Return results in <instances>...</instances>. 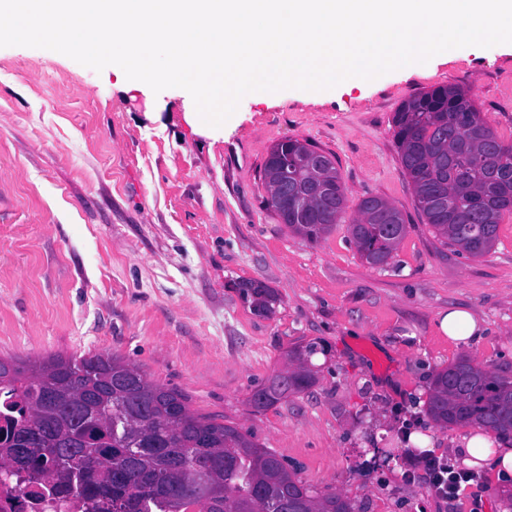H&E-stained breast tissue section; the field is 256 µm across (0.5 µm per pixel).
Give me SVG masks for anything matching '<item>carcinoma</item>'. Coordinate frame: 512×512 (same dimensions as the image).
I'll list each match as a JSON object with an SVG mask.
<instances>
[{
  "label": "carcinoma",
  "instance_id": "1",
  "mask_svg": "<svg viewBox=\"0 0 512 512\" xmlns=\"http://www.w3.org/2000/svg\"><path fill=\"white\" fill-rule=\"evenodd\" d=\"M393 139L417 205L434 232L460 253L477 258L498 239L503 214L512 213V143L481 118L468 92L457 84L437 86L403 102L392 118ZM314 153L288 140L273 155L288 161L265 164L262 179L290 232L310 244L329 234L345 212L347 197L332 159L308 169ZM295 170L297 193L313 208L301 211L276 197L274 185ZM336 182L324 196L320 183ZM360 259L388 263L407 233L403 213L378 197H366L348 225ZM237 288L254 311L266 314L275 291L257 281ZM313 342L290 346L293 367L253 390L249 405L267 410L317 383ZM54 398L33 406L37 393ZM425 413L443 428L475 425L512 436V378L459 357L432 377ZM24 474L56 493L77 488L89 512H280L291 495L304 512H356L347 498L318 494L280 457L233 424L198 414L182 393L159 386L138 367L110 353L79 358L52 354L38 360L0 358V468Z\"/></svg>",
  "mask_w": 512,
  "mask_h": 512
}]
</instances>
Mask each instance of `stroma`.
<instances>
[{
  "label": "stroma",
  "mask_w": 512,
  "mask_h": 512,
  "mask_svg": "<svg viewBox=\"0 0 512 512\" xmlns=\"http://www.w3.org/2000/svg\"><path fill=\"white\" fill-rule=\"evenodd\" d=\"M448 83L512 141V49L500 45L368 84L256 93L200 132L181 89L0 47V357L117 354L361 512H512V480L486 464L451 500L423 474L426 453L461 462L469 433L423 413L432 372L468 353L439 332L438 314L468 308L484 328L468 354L512 376V215L490 252L458 254L418 210L394 145L401 103ZM287 139L329 155L346 190L342 219L315 245L267 202L261 171ZM367 196L408 224L382 268L360 260L348 233ZM242 279L276 290L272 314L254 313ZM299 341L326 349L318 383L254 411L249 394ZM411 433L428 438L426 453ZM377 448L393 449L388 466L374 465Z\"/></svg>",
  "instance_id": "1"
}]
</instances>
